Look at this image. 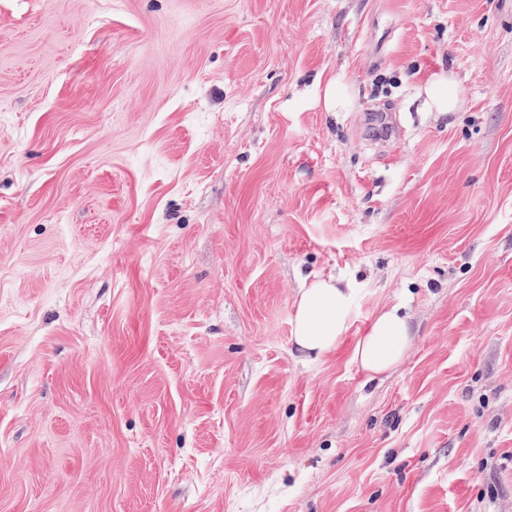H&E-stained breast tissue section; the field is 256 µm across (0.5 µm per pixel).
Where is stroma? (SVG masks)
Here are the masks:
<instances>
[{"label": "stroma", "mask_w": 512, "mask_h": 512, "mask_svg": "<svg viewBox=\"0 0 512 512\" xmlns=\"http://www.w3.org/2000/svg\"><path fill=\"white\" fill-rule=\"evenodd\" d=\"M0 512H512V0H0ZM422 95L427 112H455L460 102V82L451 71L430 73L419 88V96ZM352 91L339 75L331 77L324 88L325 108L329 112H347L352 102ZM358 288L342 279L315 276L304 282L293 327L298 348L313 359L339 349L353 322ZM409 316L401 303L374 315L363 336L354 344L351 357L368 379L398 365L411 342Z\"/></svg>", "instance_id": "35a3bbf8"}]
</instances>
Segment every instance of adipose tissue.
Instances as JSON below:
<instances>
[{
	"instance_id": "adipose-tissue-1",
	"label": "adipose tissue",
	"mask_w": 512,
	"mask_h": 512,
	"mask_svg": "<svg viewBox=\"0 0 512 512\" xmlns=\"http://www.w3.org/2000/svg\"><path fill=\"white\" fill-rule=\"evenodd\" d=\"M429 112H453L460 102V82L443 71L428 74L419 89ZM358 290L351 283L314 277L304 283L296 303L294 340L307 356L319 359L339 349L353 322ZM411 342L409 316L402 304L383 308L356 341L351 357L368 378L398 365Z\"/></svg>"
}]
</instances>
